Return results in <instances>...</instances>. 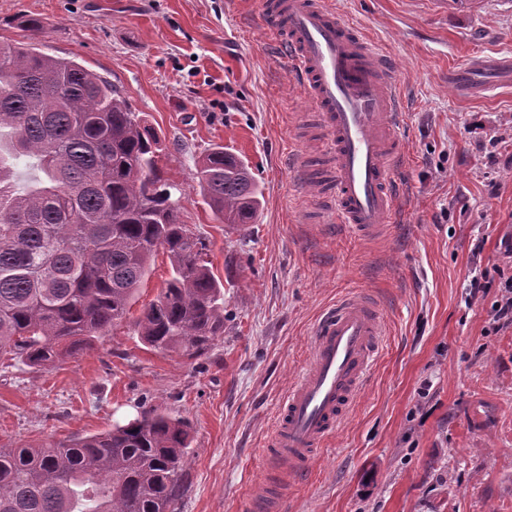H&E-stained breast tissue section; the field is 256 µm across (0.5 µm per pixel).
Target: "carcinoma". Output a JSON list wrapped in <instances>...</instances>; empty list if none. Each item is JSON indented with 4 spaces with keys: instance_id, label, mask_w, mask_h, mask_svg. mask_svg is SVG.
<instances>
[{
    "instance_id": "1",
    "label": "carcinoma",
    "mask_w": 512,
    "mask_h": 512,
    "mask_svg": "<svg viewBox=\"0 0 512 512\" xmlns=\"http://www.w3.org/2000/svg\"><path fill=\"white\" fill-rule=\"evenodd\" d=\"M159 142L103 77L0 42L1 364L49 367L91 346L125 317L159 246L173 274L136 321L141 342L192 359L224 335V292L158 174ZM197 175L218 219L254 223L242 160L218 145ZM190 443L187 421L150 409L69 444L0 447V512H176Z\"/></svg>"
}]
</instances>
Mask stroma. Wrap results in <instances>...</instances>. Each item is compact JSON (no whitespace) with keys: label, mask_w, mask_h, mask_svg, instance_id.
Returning a JSON list of instances; mask_svg holds the SVG:
<instances>
[{"label":"stroma","mask_w":512,"mask_h":512,"mask_svg":"<svg viewBox=\"0 0 512 512\" xmlns=\"http://www.w3.org/2000/svg\"><path fill=\"white\" fill-rule=\"evenodd\" d=\"M389 50L406 159L394 223L361 236L315 218L297 161L322 130L257 0H0V40L43 21L44 54L78 61L161 138L158 170L224 291V334L197 359L144 346L135 323L172 274L156 252L125 318L47 369L0 366V446L69 443L150 408L187 420L177 512H249L265 449L324 309L366 294L386 349L334 438L284 490V512H512V326L473 297L512 239V82L459 94L449 68L512 61V0H328ZM220 144L259 187L253 224H224L197 186Z\"/></svg>","instance_id":"35a3bbf8"}]
</instances>
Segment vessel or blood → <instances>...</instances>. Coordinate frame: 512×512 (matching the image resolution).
I'll return each mask as SVG.
<instances>
[{
	"mask_svg": "<svg viewBox=\"0 0 512 512\" xmlns=\"http://www.w3.org/2000/svg\"><path fill=\"white\" fill-rule=\"evenodd\" d=\"M268 34L284 42L290 73L323 117L333 159L321 200L323 217L372 234L397 210L393 171L403 158V115L383 47L325 0H262ZM501 64L486 61L449 73L463 91L489 87ZM384 327L369 297H344L317 320L309 355L282 403L268 456L289 477L306 472L358 397L383 352Z\"/></svg>",
	"mask_w": 512,
	"mask_h": 512,
	"instance_id": "vessel-or-blood-1",
	"label": "vessel or blood"
}]
</instances>
